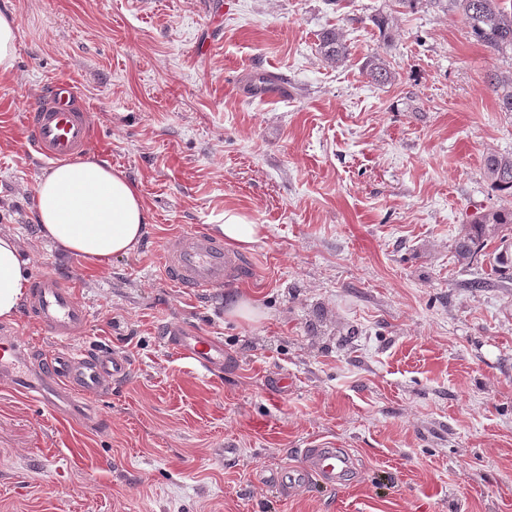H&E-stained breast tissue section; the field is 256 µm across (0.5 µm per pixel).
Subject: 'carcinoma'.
<instances>
[{
    "label": "carcinoma",
    "mask_w": 512,
    "mask_h": 512,
    "mask_svg": "<svg viewBox=\"0 0 512 512\" xmlns=\"http://www.w3.org/2000/svg\"><path fill=\"white\" fill-rule=\"evenodd\" d=\"M501 2L503 0H395L402 8L413 9L425 3L447 14L459 15L470 35L493 53L512 49V7L508 9ZM318 50L326 61L337 65L345 63L350 56L342 33L334 28L322 32ZM362 71L377 85L389 84L394 78L390 66L379 56L366 58ZM491 85L497 94L499 111L512 113V75L500 76L495 73L491 75ZM486 172L498 190L512 196V152L488 156ZM511 232V209L489 210L472 216L456 242L458 261L466 264L473 262L487 243L497 240L500 247L494 251L491 272L496 274L502 268H511Z\"/></svg>",
    "instance_id": "1"
}]
</instances>
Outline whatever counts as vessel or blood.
I'll use <instances>...</instances> for the list:
<instances>
[{"label": "vessel or blood", "instance_id": "vessel-or-blood-1", "mask_svg": "<svg viewBox=\"0 0 512 512\" xmlns=\"http://www.w3.org/2000/svg\"><path fill=\"white\" fill-rule=\"evenodd\" d=\"M31 145L42 159L62 160L78 156L93 142L94 126L88 105L76 85L64 78L53 79L44 92L25 109ZM247 264L243 255L201 232L190 238L174 236L163 245L165 277L176 287L190 292L211 291L234 284L243 278ZM25 312L54 341L80 336L88 322V311L55 275H39L25 305ZM167 341L195 360L205 371L224 366V346L196 330L173 327ZM26 360L16 339H0V373L14 375ZM130 371L126 357L101 349L53 350L45 357L34 376L36 397L58 408L73 395L99 396L122 381ZM351 465L348 455L334 448L313 449L302 470H283L273 476L275 485L288 489L300 483L305 471L318 473L328 482H343Z\"/></svg>", "mask_w": 512, "mask_h": 512}]
</instances>
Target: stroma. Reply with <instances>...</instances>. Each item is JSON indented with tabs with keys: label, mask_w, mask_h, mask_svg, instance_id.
<instances>
[{
	"label": "stroma",
	"mask_w": 512,
	"mask_h": 512,
	"mask_svg": "<svg viewBox=\"0 0 512 512\" xmlns=\"http://www.w3.org/2000/svg\"><path fill=\"white\" fill-rule=\"evenodd\" d=\"M19 24L0 76V230L29 277L52 273L90 314L75 347L128 358L127 379L60 414L0 377V512H512V270L459 263L468 215L512 208L485 159L512 152L489 69L512 70L460 19L393 0H0ZM393 32L382 42L373 16ZM350 48L323 59L328 28ZM380 54L395 78L361 71ZM256 74L288 97H253ZM72 78L90 155L122 171L149 221L95 266L38 232L49 164L23 109ZM237 210L265 236L237 284L186 294L163 273L174 234ZM258 304L256 322L229 318ZM186 326L224 345V371L169 346ZM13 332L39 365L53 341ZM352 458L345 483L267 477L314 448ZM318 50L326 61L336 65L345 63L350 56L349 46L344 41L342 33L336 28L322 32Z\"/></svg>",
	"instance_id": "stroma-1"
}]
</instances>
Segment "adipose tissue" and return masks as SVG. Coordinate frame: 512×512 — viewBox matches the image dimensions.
Returning <instances> with one entry per match:
<instances>
[{
  "instance_id": "adipose-tissue-1",
  "label": "adipose tissue",
  "mask_w": 512,
  "mask_h": 512,
  "mask_svg": "<svg viewBox=\"0 0 512 512\" xmlns=\"http://www.w3.org/2000/svg\"><path fill=\"white\" fill-rule=\"evenodd\" d=\"M34 199L42 237L91 264L132 251L148 222L137 187L123 172L91 156L54 164L37 183ZM213 230L226 245L243 248L258 242L264 227L228 210ZM24 266L18 239L0 233V320H12L27 293Z\"/></svg>"
}]
</instances>
